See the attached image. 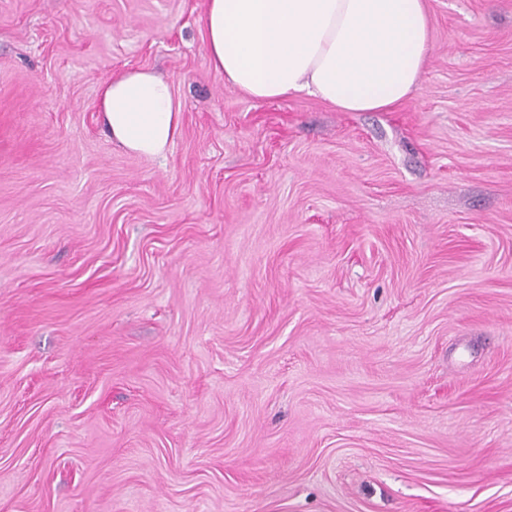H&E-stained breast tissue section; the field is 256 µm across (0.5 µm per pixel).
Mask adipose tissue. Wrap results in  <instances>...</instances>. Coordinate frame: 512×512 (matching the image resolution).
Masks as SVG:
<instances>
[{
  "label": "adipose tissue",
  "mask_w": 512,
  "mask_h": 512,
  "mask_svg": "<svg viewBox=\"0 0 512 512\" xmlns=\"http://www.w3.org/2000/svg\"><path fill=\"white\" fill-rule=\"evenodd\" d=\"M210 66L260 101L300 93L339 112H388L418 89L429 60L426 0H205ZM114 143L165 157L180 134L171 84L148 69L100 87Z\"/></svg>",
  "instance_id": "ef3b65f1"
}]
</instances>
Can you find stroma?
I'll list each match as a JSON object with an SVG mask.
<instances>
[{
  "label": "stroma",
  "instance_id": "35a3bbf8",
  "mask_svg": "<svg viewBox=\"0 0 512 512\" xmlns=\"http://www.w3.org/2000/svg\"><path fill=\"white\" fill-rule=\"evenodd\" d=\"M427 5L339 112L226 85L203 0H0V512H512V0ZM102 121L126 151L163 158L180 135V106L172 86L148 69L112 74L100 87Z\"/></svg>",
  "mask_w": 512,
  "mask_h": 512
}]
</instances>
